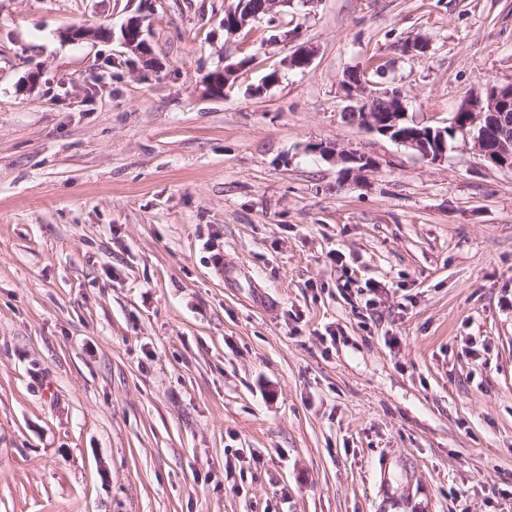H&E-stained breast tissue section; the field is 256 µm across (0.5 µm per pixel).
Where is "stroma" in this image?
I'll return each instance as SVG.
<instances>
[{"instance_id":"obj_1","label":"stroma","mask_w":512,"mask_h":512,"mask_svg":"<svg viewBox=\"0 0 512 512\" xmlns=\"http://www.w3.org/2000/svg\"><path fill=\"white\" fill-rule=\"evenodd\" d=\"M232 3L0 0V512H512V172L343 115L449 125L512 0ZM240 1V5L238 7L234 6L231 9H228L225 13L224 18V30L230 29V33L239 30L242 28L249 19L258 18V12L262 7V2L260 0H248L247 4L251 7V11L246 10L241 17V11L246 4V0H238ZM143 21L138 17L130 18L121 29L123 43L139 53L146 50L145 39L143 38ZM336 160L344 165L343 174L359 176L376 167V160L364 152L336 151Z\"/></svg>"}]
</instances>
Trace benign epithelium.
Instances as JSON below:
<instances>
[{"instance_id":"1","label":"benign epithelium","mask_w":512,"mask_h":512,"mask_svg":"<svg viewBox=\"0 0 512 512\" xmlns=\"http://www.w3.org/2000/svg\"><path fill=\"white\" fill-rule=\"evenodd\" d=\"M246 0H240V6L227 10L224 29L232 32L242 28L248 20L258 14L243 10ZM111 32L106 28L89 29L83 26L69 30L72 41L87 38L106 39ZM123 43L130 49L142 53L146 50L143 38V21L137 17L130 18L121 29ZM243 67L237 62L224 66L209 75L211 89L221 94L229 85V72H236ZM348 97L354 101L349 111L356 113L357 124L369 133L389 138L404 146L423 159L436 163L445 159L448 153V134L476 131L473 135L474 146L479 156L489 166L500 170H512V134L508 133L506 113L512 111V81L486 85L484 94H477L471 104L461 108L466 117L454 114L450 125L432 127L415 125L399 130V124L407 121L406 107L400 91L371 92L363 83H350L347 87ZM336 160L344 165L343 174L358 176L376 167V160L364 152L340 151Z\"/></svg>"}]
</instances>
